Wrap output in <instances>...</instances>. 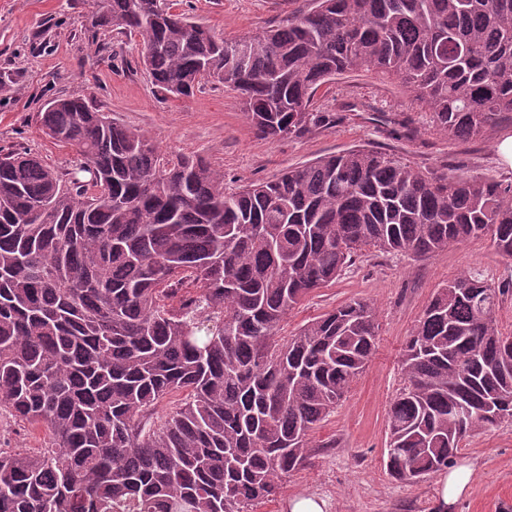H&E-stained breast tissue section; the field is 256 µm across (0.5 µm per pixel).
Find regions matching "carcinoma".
<instances>
[{"label":"carcinoma","mask_w":512,"mask_h":512,"mask_svg":"<svg viewBox=\"0 0 512 512\" xmlns=\"http://www.w3.org/2000/svg\"><path fill=\"white\" fill-rule=\"evenodd\" d=\"M92 28L138 37L172 98L232 87L264 140L328 121L317 90L362 67L399 79L450 139L512 113V0H312L231 39L170 0H104ZM41 126L79 165L0 153V413L52 443L0 450V512H253L306 466L378 333L354 300L282 338L289 310L364 247L424 257L488 237L512 259V184L489 177L355 148L229 192L224 171L80 95ZM502 293L464 273L423 310L388 410L394 478L420 481L512 419Z\"/></svg>","instance_id":"carcinoma-1"}]
</instances>
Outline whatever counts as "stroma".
Returning a JSON list of instances; mask_svg holds the SVG:
<instances>
[{
  "label": "stroma",
  "instance_id": "obj_1",
  "mask_svg": "<svg viewBox=\"0 0 512 512\" xmlns=\"http://www.w3.org/2000/svg\"><path fill=\"white\" fill-rule=\"evenodd\" d=\"M310 0H176L177 10L215 34L233 38L285 23ZM98 0H0V148L40 156L60 172L76 156L41 130L49 100L78 93L117 122L146 132L161 149L204 157L223 170L233 190L272 180L324 156L363 147L395 155L435 177L449 173L512 182V167L498 146L512 136L506 113L482 137L451 140L432 125L429 112L412 105L396 80L363 68L322 86L313 109L329 125L298 137L257 138L234 90L202 81L191 97L155 93L133 38L94 33ZM407 115L413 133H395L393 117ZM478 272L504 291L496 309L503 334H512V260L489 238L472 239L424 258L363 248L335 282L316 289L286 316L282 335L353 299L374 306L379 324L375 349L363 373L313 432L310 463L291 475L272 501L256 512H289L298 496L326 500L328 512H433L438 474L404 484L386 466L387 413L405 385L402 356L408 336L437 288L464 272ZM456 463L475 473L457 512H512V421L465 438Z\"/></svg>",
  "mask_w": 512,
  "mask_h": 512
}]
</instances>
